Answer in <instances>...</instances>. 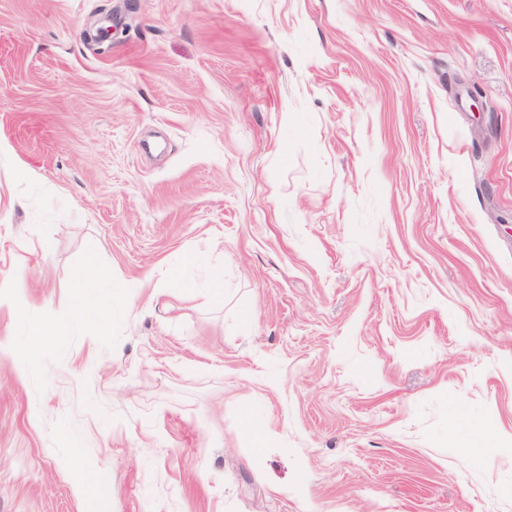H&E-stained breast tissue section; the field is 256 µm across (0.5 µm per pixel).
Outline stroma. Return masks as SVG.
<instances>
[{
  "label": "stroma",
  "mask_w": 512,
  "mask_h": 512,
  "mask_svg": "<svg viewBox=\"0 0 512 512\" xmlns=\"http://www.w3.org/2000/svg\"><path fill=\"white\" fill-rule=\"evenodd\" d=\"M0 197V512H512V0H0Z\"/></svg>",
  "instance_id": "35a3bbf8"
}]
</instances>
